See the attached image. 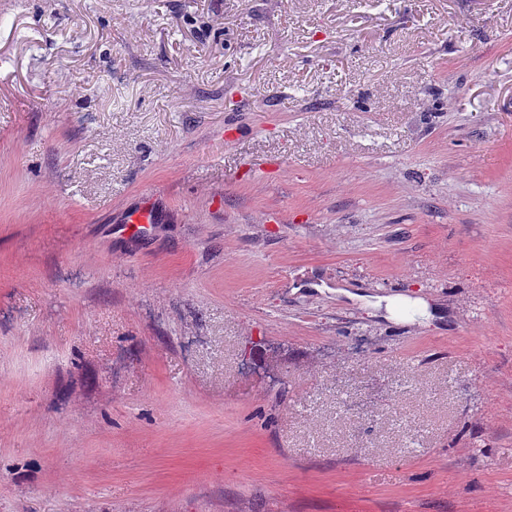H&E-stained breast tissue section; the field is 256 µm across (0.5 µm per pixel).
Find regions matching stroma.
Returning <instances> with one entry per match:
<instances>
[{
    "label": "stroma",
    "mask_w": 512,
    "mask_h": 512,
    "mask_svg": "<svg viewBox=\"0 0 512 512\" xmlns=\"http://www.w3.org/2000/svg\"><path fill=\"white\" fill-rule=\"evenodd\" d=\"M0 512H512V0H0ZM369 304L377 310L383 307L387 314L386 318L390 320L411 321L416 316L427 314V304L423 300H412L401 295L378 297L374 302L369 301Z\"/></svg>",
    "instance_id": "35a3bbf8"
}]
</instances>
